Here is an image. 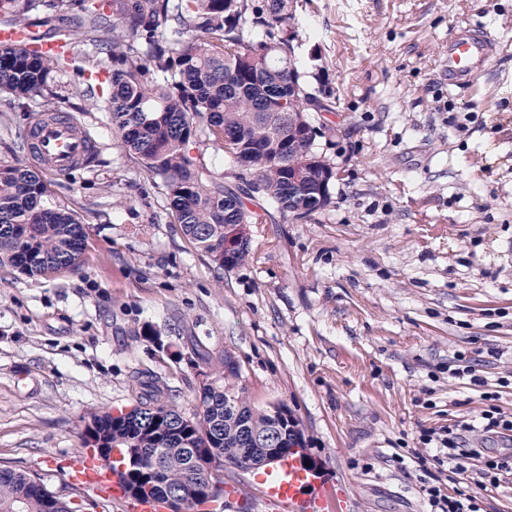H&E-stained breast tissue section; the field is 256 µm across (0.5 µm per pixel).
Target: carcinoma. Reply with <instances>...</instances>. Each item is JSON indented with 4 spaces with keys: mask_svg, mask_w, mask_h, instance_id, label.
Instances as JSON below:
<instances>
[{
    "mask_svg": "<svg viewBox=\"0 0 512 512\" xmlns=\"http://www.w3.org/2000/svg\"><path fill=\"white\" fill-rule=\"evenodd\" d=\"M90 22L89 38L104 46L111 93L92 105L109 114L112 131L125 151L159 181L168 208L185 237L210 256L217 269L249 260L246 241L224 264L228 224H265L267 205L296 221L310 219L330 203L299 214L288 194V172L309 168L322 156L314 111L323 112L317 91L296 57L297 0H79ZM69 0H0V13L19 23L34 11L45 16L64 10ZM112 10V28L101 25ZM76 53L44 56L35 50L0 45V93L19 102L44 95L52 73L80 74ZM305 113L311 138L291 149L288 113ZM207 142L224 152L234 181H220L191 155V145ZM245 168H240V163ZM41 174L19 165H0V265L29 277L79 269L86 228L75 215L50 205ZM213 385L196 395L186 415L165 393L160 378L138 375L135 424L112 423V414L93 418L98 440L117 447L148 448L144 466L181 496L193 512L206 503L195 490L196 457L217 466L248 469L265 453L251 443L272 425L270 411L251 406L235 385L237 370L224 374L230 359L216 361L200 350ZM0 512H77L29 475L0 468Z\"/></svg>",
    "mask_w": 512,
    "mask_h": 512,
    "instance_id": "cac0c4a2",
    "label": "carcinoma"
}]
</instances>
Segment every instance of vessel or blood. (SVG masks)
Wrapping results in <instances>:
<instances>
[{"instance_id":"obj_1","label":"vessel or blood","mask_w":512,"mask_h":512,"mask_svg":"<svg viewBox=\"0 0 512 512\" xmlns=\"http://www.w3.org/2000/svg\"><path fill=\"white\" fill-rule=\"evenodd\" d=\"M491 47L481 33L463 30L448 47V78L452 83L471 81L480 67L488 62ZM32 153L48 171L64 173L83 163L89 155L92 141L69 115L48 113L43 116L29 137ZM304 472L299 462L274 464L263 480L261 493L276 512H328L331 504L341 503L340 493L323 487L317 494L303 497L299 486ZM68 479L72 483L100 493L119 505L123 512H166L164 504L155 498H128L121 486L112 482L105 462L91 454L77 456L70 465Z\"/></svg>"}]
</instances>
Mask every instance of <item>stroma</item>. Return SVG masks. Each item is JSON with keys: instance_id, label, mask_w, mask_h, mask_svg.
<instances>
[{"instance_id": "35a3bbf8", "label": "stroma", "mask_w": 512, "mask_h": 512, "mask_svg": "<svg viewBox=\"0 0 512 512\" xmlns=\"http://www.w3.org/2000/svg\"><path fill=\"white\" fill-rule=\"evenodd\" d=\"M300 3L298 52L340 175L310 220L248 225L251 258L222 272L92 109L86 80L58 76L50 103L25 110L0 93V164L38 168L20 136L48 107L95 147L93 163L44 175L87 229L81 268L0 266V467L79 512H117L66 477L92 416L131 406L138 372L193 412L196 342L235 358L252 406L299 419L322 469L301 493L340 486L344 512H429L437 434L481 427L492 406L512 417V0ZM465 27L498 49L460 89L444 60ZM220 473L239 489L223 512H273L260 474Z\"/></svg>"}]
</instances>
